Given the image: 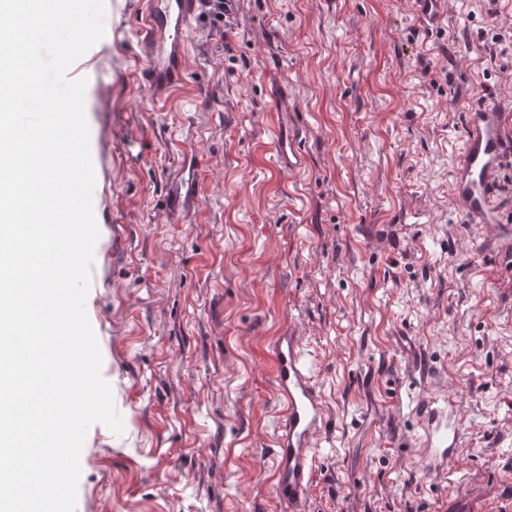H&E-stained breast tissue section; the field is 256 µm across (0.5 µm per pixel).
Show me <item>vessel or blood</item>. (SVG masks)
Wrapping results in <instances>:
<instances>
[{"mask_svg":"<svg viewBox=\"0 0 512 512\" xmlns=\"http://www.w3.org/2000/svg\"><path fill=\"white\" fill-rule=\"evenodd\" d=\"M198 0H150L137 29L149 42L150 63L144 84L171 85L178 76L185 44L183 29L196 13ZM444 0H416L423 27L437 25ZM512 161V115L498 104L475 108L463 139L460 163L452 182L455 201L471 224H491L497 244L512 252V224L503 221L497 205L495 181L506 162ZM273 379L283 401V415L275 437L273 488L278 499L295 512L314 480L317 450L314 439L325 421L324 406L310 369L303 361L297 337L282 335L273 346ZM424 436L420 455L428 471L437 472L460 455L461 431L451 404L428 400L423 404Z\"/></svg>","mask_w":512,"mask_h":512,"instance_id":"vessel-or-blood-1","label":"vessel or blood"}]
</instances>
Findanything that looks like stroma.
<instances>
[{"label":"stroma","mask_w":512,"mask_h":512,"mask_svg":"<svg viewBox=\"0 0 512 512\" xmlns=\"http://www.w3.org/2000/svg\"><path fill=\"white\" fill-rule=\"evenodd\" d=\"M144 0H105L85 118L100 236L86 311L123 420L93 425L75 512H288L272 341L326 408L305 512H512V255L451 191L468 112L512 104V0H235L150 102ZM295 147V166L276 160ZM454 397L436 474L418 407ZM418 6V19L424 28H432L443 17L441 5L444 0H413Z\"/></svg>","instance_id":"stroma-1"}]
</instances>
